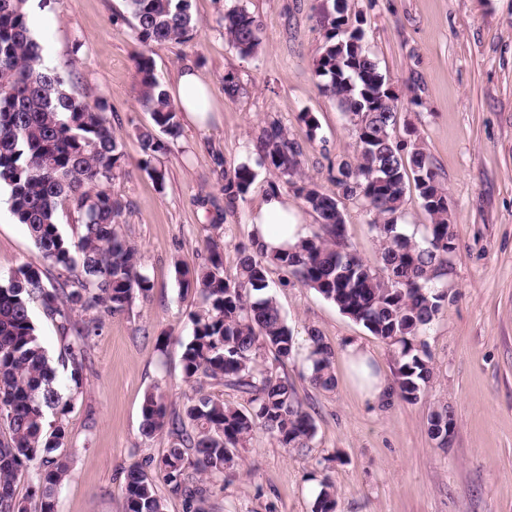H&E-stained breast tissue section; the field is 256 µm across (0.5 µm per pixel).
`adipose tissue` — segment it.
Wrapping results in <instances>:
<instances>
[{
  "label": "adipose tissue",
  "mask_w": 512,
  "mask_h": 512,
  "mask_svg": "<svg viewBox=\"0 0 512 512\" xmlns=\"http://www.w3.org/2000/svg\"><path fill=\"white\" fill-rule=\"evenodd\" d=\"M173 101L186 120L206 127L210 113L208 90L200 74L192 68L182 69L176 79ZM250 236L266 255L281 254L293 248L308 234V228L286 194L278 190L264 193L249 224ZM350 374L363 395L372 401H386L390 390L369 361L368 355L355 346L348 347Z\"/></svg>",
  "instance_id": "obj_1"
}]
</instances>
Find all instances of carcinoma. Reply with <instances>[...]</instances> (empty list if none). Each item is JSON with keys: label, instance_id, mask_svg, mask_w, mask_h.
Listing matches in <instances>:
<instances>
[{"label": "carcinoma", "instance_id": "1", "mask_svg": "<svg viewBox=\"0 0 512 512\" xmlns=\"http://www.w3.org/2000/svg\"><path fill=\"white\" fill-rule=\"evenodd\" d=\"M135 20L138 51L135 65L138 101L151 114L152 126L137 130L142 159L138 167L156 180L164 173L152 166L180 132L179 109L154 72L150 47L187 42L197 29L191 0H126ZM31 0H0V185L9 191L10 213L26 225L35 248L54 276L25 264L0 283V512H26L15 496L22 473L30 479L40 512H55V495L69 477L62 453L69 432L64 423L52 431L44 425L48 410L65 413L70 400L56 385L55 370L42 345L30 303L42 300L64 341L61 360L70 363V380L80 388L90 360L85 336L102 315L129 309L134 293L147 295L149 279L140 272L136 248L119 232L126 204L107 191L124 165L121 144L106 117L107 99L92 101L70 90L65 66L48 65L30 25ZM324 45L316 73L353 125L352 158L336 161V189L359 199L374 214L371 231L381 246L386 275L367 267L346 240L336 199L303 180L301 151L276 122L256 140V164L294 188L321 219L317 229L295 249L267 256L254 244L238 249L237 275L224 274V253L207 243L208 258L197 269L175 266L184 293L200 296L203 310L194 317L191 338L182 344L185 381L226 383L250 396L242 411L209 396L169 409L162 393L150 390L142 403V433L167 432L175 442L158 461L170 494L184 512H203L205 476L215 479L235 465L259 428L285 448L306 447L315 425L288 382L256 370L257 351L271 347L281 360L293 357V334L273 296L267 294L268 265L298 277L303 286L373 335L399 348V370L392 392L416 402L432 376L424 331L448 297L450 257L456 252L448 192L429 155L412 139L394 135L398 97L370 55L360 25L351 21L348 0H323L317 7ZM224 37L240 55H253L261 44L259 24L243 8L224 14ZM413 171L423 208L431 223L419 234L398 231L403 219L406 182L403 160ZM256 178L243 162L224 171L227 208L245 197ZM67 206L78 216V239L59 229L58 211ZM311 382L329 390L335 384L334 354L322 339L310 336ZM193 470L197 478L189 476ZM332 485L324 481L314 512H335ZM122 512H165V503L148 472L133 465L124 472Z\"/></svg>", "mask_w": 512, "mask_h": 512}]
</instances>
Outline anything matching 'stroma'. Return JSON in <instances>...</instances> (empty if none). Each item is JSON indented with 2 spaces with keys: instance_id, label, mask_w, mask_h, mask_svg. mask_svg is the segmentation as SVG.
<instances>
[{
  "instance_id": "stroma-1",
  "label": "stroma",
  "mask_w": 512,
  "mask_h": 512,
  "mask_svg": "<svg viewBox=\"0 0 512 512\" xmlns=\"http://www.w3.org/2000/svg\"><path fill=\"white\" fill-rule=\"evenodd\" d=\"M317 0H192L198 35L153 45L165 89L186 66L208 84L214 109L207 128L181 122L179 137L153 164L158 182L139 170L136 131L152 124L137 100L133 19L125 0H33L31 24L47 64L68 66L71 89L104 97L125 167L108 189L127 208L120 228L138 250L152 284L129 309L103 317L87 339L90 364L65 416L70 478L56 493V512H122L126 468L143 464L165 497L166 512H183L155 468L173 436L141 433L143 397L158 389L179 408L194 397L185 382L182 345L201 309L182 294L175 265L196 267L205 241L224 250L235 277L237 249L249 241V218L261 196L282 181L260 168L233 212L224 210L222 167L243 162L261 129L286 128L301 147L306 177L336 195L332 163L354 149L352 126L324 92L314 63L324 44ZM364 43L398 95L395 132L415 130L448 190L458 248L447 275L448 299L426 330L433 375L421 398L373 404L351 384L346 350L368 352L388 385L397 352L342 314L289 272L270 266L269 292L291 328L296 353L280 360L262 348L259 369L288 380L312 415L308 447L286 448L264 431L238 452V464L211 481L204 512H312L316 490L330 479L336 512H512V0H349ZM241 7L260 25L261 45L241 57L224 38V14ZM240 91L228 96L225 73ZM418 104H411V95ZM314 116L310 132L303 115ZM224 166H217L216 155ZM0 187V281L20 266L41 264L25 225ZM338 198L347 242L372 270L382 267L373 219L361 202ZM335 353V386L309 380L311 334ZM448 407L455 430L447 446L429 433L432 410Z\"/></svg>"
}]
</instances>
